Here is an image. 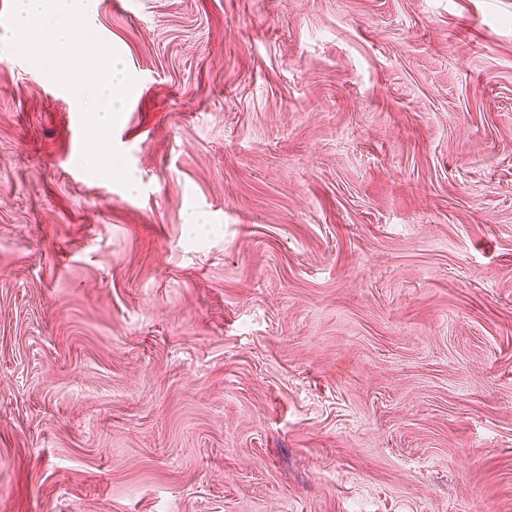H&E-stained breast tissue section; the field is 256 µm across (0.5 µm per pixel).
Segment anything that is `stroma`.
<instances>
[{"instance_id": "obj_1", "label": "stroma", "mask_w": 512, "mask_h": 512, "mask_svg": "<svg viewBox=\"0 0 512 512\" xmlns=\"http://www.w3.org/2000/svg\"><path fill=\"white\" fill-rule=\"evenodd\" d=\"M0 10V512H512V0H98L131 186Z\"/></svg>"}]
</instances>
